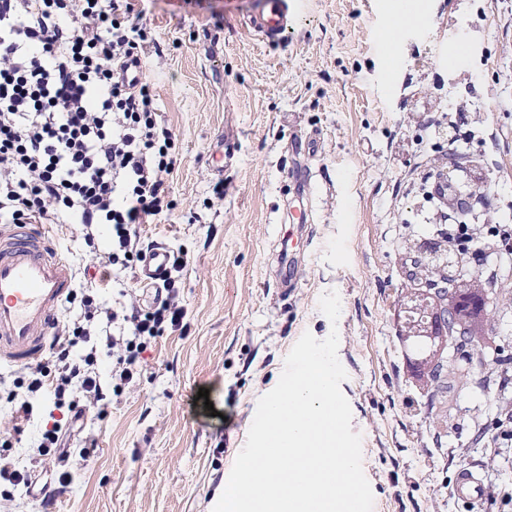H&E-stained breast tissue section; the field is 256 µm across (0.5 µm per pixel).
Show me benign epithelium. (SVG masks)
<instances>
[{
    "label": "benign epithelium",
    "mask_w": 512,
    "mask_h": 512,
    "mask_svg": "<svg viewBox=\"0 0 512 512\" xmlns=\"http://www.w3.org/2000/svg\"><path fill=\"white\" fill-rule=\"evenodd\" d=\"M402 256L411 263L412 285L399 299L400 339L408 343L420 338L428 344L426 353L412 360L430 369L427 385L432 389L448 373L477 366L474 351L478 343L469 326L457 317L448 280H454L455 289L477 288L479 282L455 277L470 263L472 253L467 250L447 251L434 240H409ZM447 334L456 340V351L451 354L443 348Z\"/></svg>",
    "instance_id": "7a95c632"
}]
</instances>
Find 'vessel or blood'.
I'll use <instances>...</instances> for the list:
<instances>
[{
    "mask_svg": "<svg viewBox=\"0 0 512 512\" xmlns=\"http://www.w3.org/2000/svg\"><path fill=\"white\" fill-rule=\"evenodd\" d=\"M297 0H262L247 30L266 44L279 42L288 29ZM169 254L159 247L144 262V282L155 283L166 270ZM73 291V265L52 248L44 230L24 224L0 228V360L30 363L48 348L57 315ZM452 496L468 505L480 504L485 487L479 474L461 469Z\"/></svg>",
    "mask_w": 512,
    "mask_h": 512,
    "instance_id": "obj_1",
    "label": "vessel or blood"
}]
</instances>
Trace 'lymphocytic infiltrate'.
<instances>
[{
  "instance_id": "f902f5d3",
  "label": "lymphocytic infiltrate",
  "mask_w": 512,
  "mask_h": 512,
  "mask_svg": "<svg viewBox=\"0 0 512 512\" xmlns=\"http://www.w3.org/2000/svg\"><path fill=\"white\" fill-rule=\"evenodd\" d=\"M144 34L132 0H0V224H77L90 250L87 266L97 286L79 281V307L65 306L48 347V362L28 367L7 401L10 417L0 427V480L32 494L27 469L8 449L33 417L34 403L49 399L53 417L32 442L38 456L54 461L60 485L83 469L88 448L73 449L70 430L87 408L108 405L112 380L129 382L137 373L145 341L166 325H177L184 309L176 301L174 275L187 264L174 256L154 306L129 303L115 311L97 302L122 256H143L138 225L170 208L165 175L176 164L172 131L158 123L148 81L125 83L126 67L141 63ZM107 226L112 248L93 243ZM123 321L131 336L104 340L112 360L111 382L95 370L97 355L74 356L101 325ZM86 409H79L76 397Z\"/></svg>"
}]
</instances>
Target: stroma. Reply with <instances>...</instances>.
Returning a JSON list of instances; mask_svg holds the SVG:
<instances>
[{"instance_id": "obj_1", "label": "stroma", "mask_w": 512, "mask_h": 512, "mask_svg": "<svg viewBox=\"0 0 512 512\" xmlns=\"http://www.w3.org/2000/svg\"><path fill=\"white\" fill-rule=\"evenodd\" d=\"M259 2L136 0L178 156L171 208L138 231L186 254V312L148 341L105 418L87 420L94 459L53 496L21 497L19 512H213L287 354L303 333L334 330L373 512H470L449 494L464 467L494 491L480 512H512V447L495 430L512 397V309L485 329L491 380H449L441 428L398 324L403 245L440 231L422 195L436 150L475 157L488 185L474 212L512 225V0H298L273 45L242 25ZM294 206L310 223L289 222ZM470 248L468 274L512 281V239ZM331 290L334 324L319 309ZM154 296L118 267L98 301Z\"/></svg>"}]
</instances>
